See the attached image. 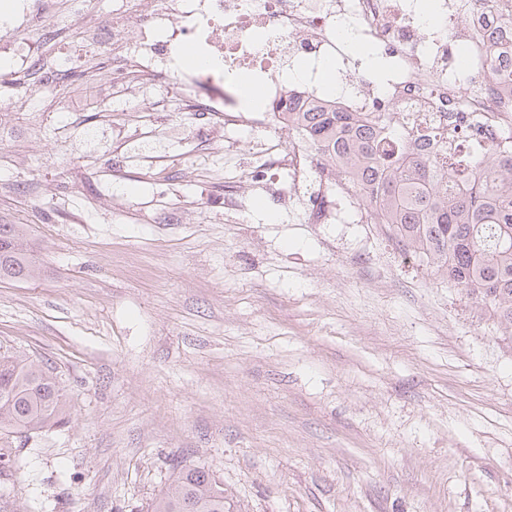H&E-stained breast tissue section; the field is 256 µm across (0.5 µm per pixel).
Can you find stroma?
<instances>
[{
    "label": "stroma",
    "instance_id": "35a3bbf8",
    "mask_svg": "<svg viewBox=\"0 0 512 512\" xmlns=\"http://www.w3.org/2000/svg\"><path fill=\"white\" fill-rule=\"evenodd\" d=\"M121 3L0 29L74 62L40 98L0 68V224L41 266L0 281V346L47 362L70 414L19 442L0 512H147L182 466L230 512H512V331L359 198L318 223L317 175L286 198L256 180L287 129L204 141L171 95L114 111Z\"/></svg>",
    "mask_w": 512,
    "mask_h": 512
}]
</instances>
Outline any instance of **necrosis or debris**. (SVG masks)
I'll return each instance as SVG.
<instances>
[{"mask_svg": "<svg viewBox=\"0 0 512 512\" xmlns=\"http://www.w3.org/2000/svg\"><path fill=\"white\" fill-rule=\"evenodd\" d=\"M112 26V83L135 85L139 94L162 92L171 72L182 79L179 113H220L225 126L267 128L285 113L318 107L359 112L365 119L387 113L405 132L433 126L454 132L468 122L512 146V67L491 63L488 36L493 22L512 23V5L491 12L486 0H126ZM363 38L391 61L382 80L345 74L339 92L320 84L324 62L352 39ZM199 48L204 63L183 71L185 44ZM303 58L308 74L291 76ZM254 76L265 86V101L244 116L234 79ZM289 143L270 140L257 167L287 170L299 186L308 169L324 183L352 193L322 154L303 151L304 131L289 126Z\"/></svg>", "mask_w": 512, "mask_h": 512, "instance_id": "4bbe7bcc", "label": "necrosis or debris"}]
</instances>
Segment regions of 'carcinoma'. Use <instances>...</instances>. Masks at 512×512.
Returning a JSON list of instances; mask_svg holds the SVG:
<instances>
[{
  "mask_svg": "<svg viewBox=\"0 0 512 512\" xmlns=\"http://www.w3.org/2000/svg\"><path fill=\"white\" fill-rule=\"evenodd\" d=\"M314 151L347 173L371 215L387 224L408 257L466 289L512 329V151L474 133L424 134L420 149L385 121L364 124L355 112L288 113ZM21 224H0V280H32ZM68 422L57 376L32 359L0 351V468L13 443ZM150 512H225L224 483L201 468H182Z\"/></svg>",
  "mask_w": 512,
  "mask_h": 512,
  "instance_id": "carcinoma-1",
  "label": "carcinoma"
}]
</instances>
